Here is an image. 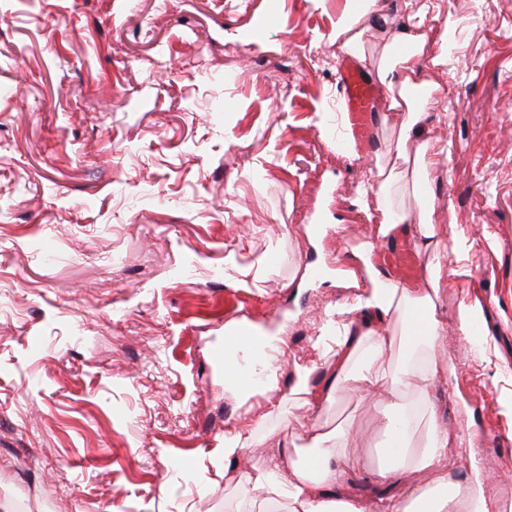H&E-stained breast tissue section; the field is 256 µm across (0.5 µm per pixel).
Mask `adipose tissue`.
Instances as JSON below:
<instances>
[{
  "label": "adipose tissue",
  "instance_id": "1",
  "mask_svg": "<svg viewBox=\"0 0 512 512\" xmlns=\"http://www.w3.org/2000/svg\"><path fill=\"white\" fill-rule=\"evenodd\" d=\"M377 0H362L359 10L337 22L333 39L340 50L361 55L365 23L376 12ZM394 42L409 45L408 56L395 58L382 52L377 68L385 91L388 110L400 117L395 143L397 163L378 185L363 186L357 203L380 215L379 237L360 243L352 251L365 269L370 286L350 306L337 309L336 371L330 391L352 389L361 395L399 406L398 415L386 419L384 433L389 440L388 467L379 469L377 482L385 492L376 497L351 494L349 486L357 471V461L348 455L346 431L312 434L310 447L289 449L282 459H271L260 470L254 484L265 502L264 512H467L469 503L453 478L456 460L467 442L462 432L443 426L441 411L430 399L408 395L407 380L421 377L434 383L448 379L447 355L443 338L447 321L439 315L436 301L449 275H465L464 267L449 268L442 252L441 231L430 216L415 241L417 249L429 252L425 287L411 290L385 277L373 262L381 238L407 220L394 196L436 170L441 158L435 144L423 135L421 123L448 90L432 82L424 65L443 62L446 48L423 29L398 30ZM400 319L402 339L397 346L398 368L392 373H354L348 363L365 353L383 356L391 343L377 331L367 328L372 319ZM280 340L267 336L243 337L224 356L225 369L250 371L262 379L266 392L278 389L276 371L271 366L273 350ZM427 421L428 443L413 448L412 436L420 421Z\"/></svg>",
  "mask_w": 512,
  "mask_h": 512
}]
</instances>
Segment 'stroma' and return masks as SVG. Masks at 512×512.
<instances>
[{
	"label": "stroma",
	"mask_w": 512,
	"mask_h": 512,
	"mask_svg": "<svg viewBox=\"0 0 512 512\" xmlns=\"http://www.w3.org/2000/svg\"><path fill=\"white\" fill-rule=\"evenodd\" d=\"M379 5L368 79L408 17L454 39L428 70L448 100L423 128L448 156L405 196L402 239L432 207L449 265L468 270L439 308H473L480 329L448 333L454 373L410 392L477 432L454 477L485 474L512 512V0ZM354 6L0 0V497L16 512H253L245 467L339 426L362 458L350 490L372 493L382 409L326 398L336 360L317 344L358 294L351 250L379 217L357 187L396 141L381 104L347 133L331 34ZM230 289L285 337L279 393L245 403L213 357ZM300 365L309 409L289 393ZM239 433L255 444L225 462Z\"/></svg>",
	"instance_id": "stroma-1"
}]
</instances>
